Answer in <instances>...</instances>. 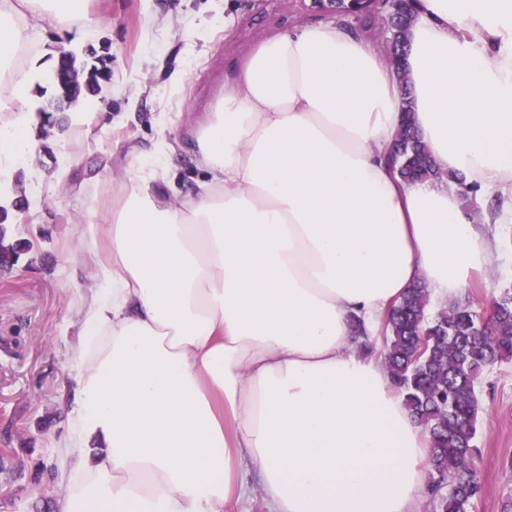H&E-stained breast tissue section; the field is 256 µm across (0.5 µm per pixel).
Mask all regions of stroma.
Here are the masks:
<instances>
[{"mask_svg":"<svg viewBox=\"0 0 512 512\" xmlns=\"http://www.w3.org/2000/svg\"><path fill=\"white\" fill-rule=\"evenodd\" d=\"M87 14L84 24L37 31L31 56L69 51L80 66L105 59L110 80L81 94L98 118L68 138L78 105H57L51 82L36 87L27 102L35 148L15 159L12 186L0 193L5 241L25 246L0 267V512H50L65 491L57 443L73 407L77 308L94 285L91 267L67 256L76 225L104 218L130 159L149 158L171 120L181 147L169 163L178 189L193 190L201 172L191 129L262 42L321 20L309 0H88ZM44 110L58 112L56 125L43 124ZM485 230L493 255L462 292L482 315L512 289V223ZM477 393L482 490L472 512H512V360L484 373Z\"/></svg>","mask_w":512,"mask_h":512,"instance_id":"stroma-1","label":"stroma"}]
</instances>
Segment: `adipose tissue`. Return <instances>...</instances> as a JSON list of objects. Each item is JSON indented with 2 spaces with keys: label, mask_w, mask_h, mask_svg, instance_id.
Instances as JSON below:
<instances>
[{
  "label": "adipose tissue",
  "mask_w": 512,
  "mask_h": 512,
  "mask_svg": "<svg viewBox=\"0 0 512 512\" xmlns=\"http://www.w3.org/2000/svg\"><path fill=\"white\" fill-rule=\"evenodd\" d=\"M78 6L0 0V58ZM405 66L436 168L495 211L388 166L402 103L363 36L260 44L195 135L196 190L160 139L73 239L95 287L54 512H224L253 478L270 512H415L430 441L352 320L375 335L421 279L456 296L491 258L481 225L512 222V0H417ZM41 79L0 80L1 156L32 151Z\"/></svg>",
  "instance_id": "obj_1"
}]
</instances>
